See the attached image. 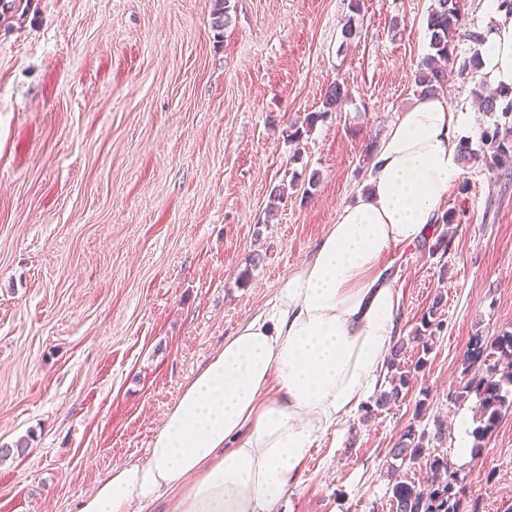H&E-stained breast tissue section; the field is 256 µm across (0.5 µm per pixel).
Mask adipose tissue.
I'll use <instances>...</instances> for the list:
<instances>
[{"mask_svg": "<svg viewBox=\"0 0 512 512\" xmlns=\"http://www.w3.org/2000/svg\"><path fill=\"white\" fill-rule=\"evenodd\" d=\"M485 3L478 77L507 90L512 12ZM477 133L439 92L401 112L310 259L186 385L145 459L112 467L78 512H149L163 497L170 512H270L308 449L381 388L401 311L392 256L431 237Z\"/></svg>", "mask_w": 512, "mask_h": 512, "instance_id": "obj_1", "label": "adipose tissue"}]
</instances>
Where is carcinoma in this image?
Wrapping results in <instances>:
<instances>
[{"label": "carcinoma", "instance_id": "carcinoma-1", "mask_svg": "<svg viewBox=\"0 0 512 512\" xmlns=\"http://www.w3.org/2000/svg\"><path fill=\"white\" fill-rule=\"evenodd\" d=\"M464 13L461 0H434L427 16V29L430 33L431 53L421 62L417 76L419 94H431L442 90L447 83L446 64L453 60V42L464 36L472 41L484 40L481 33L463 30ZM475 95L481 100L484 111L499 112L504 124L493 130H484L480 142L484 148L490 170L512 168V90L486 91L483 84H477ZM347 85L335 81L330 83L324 93L323 111L306 114L303 121L290 123L286 129L289 142H299L303 134L311 131L319 119L338 108L349 98ZM440 301L436 300L428 312L421 317V329L416 338L422 344V351L428 352L431 340L436 336L435 329L441 324H433ZM462 374L466 379L450 395L455 402L464 401L474 394L479 400L478 426L472 431L474 437L473 452L481 454L485 439L498 427L505 414L512 411V331H504L493 337L478 333L469 338L462 359ZM390 389L376 399L378 407L395 403L407 385V378L393 376ZM426 433H416L413 429L405 431L391 448L394 458L401 464L419 459L424 451ZM430 470L438 478L427 484L416 485L397 481L391 487L395 512H461L464 498V486L452 466L445 458L435 457L430 461Z\"/></svg>", "mask_w": 512, "mask_h": 512}]
</instances>
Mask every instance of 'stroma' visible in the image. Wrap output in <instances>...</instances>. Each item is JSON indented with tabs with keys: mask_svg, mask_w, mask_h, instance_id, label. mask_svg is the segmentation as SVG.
<instances>
[{
	"mask_svg": "<svg viewBox=\"0 0 512 512\" xmlns=\"http://www.w3.org/2000/svg\"><path fill=\"white\" fill-rule=\"evenodd\" d=\"M228 4L219 31L214 0H0V447L29 442L0 463V512H77L112 466L144 459L417 97L434 0ZM472 50L456 40L445 86L461 110L476 101ZM336 80L349 99L289 145V122L322 111ZM443 210L445 247L419 242L390 267L400 337L440 300L432 349L410 341L399 402L323 436L273 512H393L392 484L423 481L435 456L457 470L463 512H512V415L476 456L477 398L448 397L470 336L512 330V173L470 160ZM410 426L427 440L403 466L389 451Z\"/></svg>",
	"mask_w": 512,
	"mask_h": 512,
	"instance_id": "1",
	"label": "stroma"
}]
</instances>
